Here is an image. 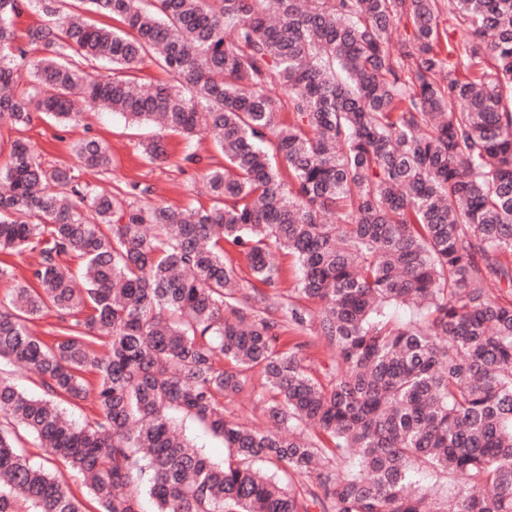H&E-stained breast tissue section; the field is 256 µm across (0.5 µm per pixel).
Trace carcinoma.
<instances>
[{
  "label": "carcinoma",
  "mask_w": 512,
  "mask_h": 512,
  "mask_svg": "<svg viewBox=\"0 0 512 512\" xmlns=\"http://www.w3.org/2000/svg\"><path fill=\"white\" fill-rule=\"evenodd\" d=\"M80 2L115 25L62 0H0V123L66 124L79 97L159 122L140 144L151 163L176 132L208 135L224 165L202 174L210 208L175 209L142 201L137 183H82L13 141L0 363L42 394L0 371V512H84L63 474L19 450L16 425L87 480L100 512H141L146 496L157 512H308L259 461L314 482L329 512H512V0ZM27 8L44 20L20 32ZM152 65L172 82L145 92ZM75 152L110 172L101 141ZM280 252L298 275L283 302ZM30 253L20 279L6 257ZM393 305L420 320H394ZM49 309L50 343L30 329ZM311 326L329 369L305 341L284 347ZM256 367L282 434L225 414ZM89 397L84 425L60 408ZM174 412L221 437L227 459L177 434ZM420 473L453 498L414 488Z\"/></svg>",
  "instance_id": "carcinoma-1"
}]
</instances>
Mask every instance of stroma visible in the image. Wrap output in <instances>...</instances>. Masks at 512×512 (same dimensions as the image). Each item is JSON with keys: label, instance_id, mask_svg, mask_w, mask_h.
Listing matches in <instances>:
<instances>
[{"label": "stroma", "instance_id": "1", "mask_svg": "<svg viewBox=\"0 0 512 512\" xmlns=\"http://www.w3.org/2000/svg\"><path fill=\"white\" fill-rule=\"evenodd\" d=\"M153 132V127L133 126L121 115L112 112H91L82 122L67 125L38 117L18 131L9 125H0V163L6 162L11 141L20 136L46 162L79 169L81 179L93 186L112 191L139 183L152 187L155 199L175 208L189 204L198 207L210 206L211 200L201 175L210 164L224 161L223 156L214 149L211 140L201 136L188 143L180 136H169L167 160L152 164L144 159L138 143ZM86 138L98 139L107 147L112 158L109 174L100 176L91 171L80 170L73 146ZM250 378L252 390L227 402L226 414L238 421L266 430L271 429L272 424L265 414L266 403L257 394L263 378L256 370L251 372Z\"/></svg>", "mask_w": 512, "mask_h": 512}]
</instances>
